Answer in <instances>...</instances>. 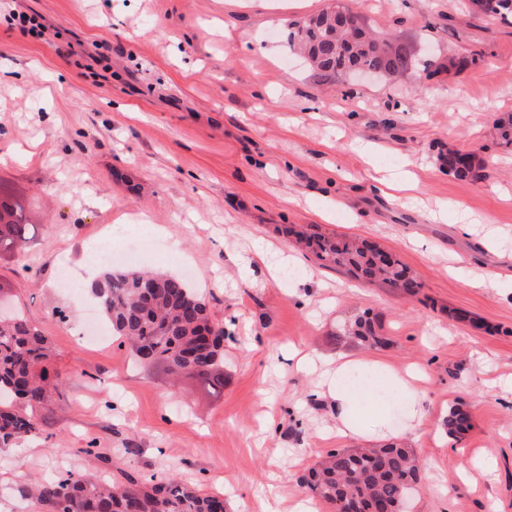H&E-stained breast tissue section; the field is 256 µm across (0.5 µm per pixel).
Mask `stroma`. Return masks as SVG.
Listing matches in <instances>:
<instances>
[{
  "instance_id": "stroma-1",
  "label": "stroma",
  "mask_w": 512,
  "mask_h": 512,
  "mask_svg": "<svg viewBox=\"0 0 512 512\" xmlns=\"http://www.w3.org/2000/svg\"><path fill=\"white\" fill-rule=\"evenodd\" d=\"M405 43L417 60L370 83L314 80L285 44L289 22L333 7ZM0 12V183L24 197L33 239L0 248V302L43 336L62 382L41 433L0 450V512H41L31 479L68 470L147 484L175 475L226 512H334L298 478L329 451L396 439L425 461L404 512H512V19L470 0H6ZM370 149L356 151V144ZM462 150L486 179L448 173ZM414 188L371 191L375 171ZM471 227L462 232L458 215ZM362 238L421 288L402 296L301 251L294 234ZM121 268L186 276L223 327L224 390L173 384L122 338L89 343L96 248ZM283 266L272 277L275 266ZM311 280L295 295L290 279ZM493 277L490 288L470 282ZM371 310L381 350L339 341ZM423 374L425 416L371 383L391 422L336 433L319 371L291 349ZM463 405L471 427H444Z\"/></svg>"
}]
</instances>
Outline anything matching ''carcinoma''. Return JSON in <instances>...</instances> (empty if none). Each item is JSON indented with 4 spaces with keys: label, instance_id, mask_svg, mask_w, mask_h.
<instances>
[{
    "label": "carcinoma",
    "instance_id": "cac0c4a2",
    "mask_svg": "<svg viewBox=\"0 0 512 512\" xmlns=\"http://www.w3.org/2000/svg\"><path fill=\"white\" fill-rule=\"evenodd\" d=\"M471 2L485 16L512 18V0ZM287 41L307 59L319 82L361 68L390 75L412 64L393 38L360 25L346 28L335 9L290 23ZM446 163L448 171L462 178L478 182L488 176L489 163L471 153L450 150ZM30 226L21 200L0 185V248L25 251L32 239ZM300 242L326 265L345 268L358 279L380 280L411 295L420 288L396 255L367 242L321 234L303 235ZM147 277L165 278L168 287L147 295L141 288ZM92 292L112 333L130 342L139 362L165 365L214 393L224 389V376L214 370L224 358V329L212 320L205 299L184 281L108 264ZM345 335L368 348L386 344L368 313L347 325ZM48 363L47 340L35 327L18 315L0 317V448L37 432L35 411L60 384V375L50 373ZM445 426L450 434H463L470 428V416L453 407ZM421 473L411 450L389 442L377 448L335 449L300 476L299 483L335 508L353 499L365 509L392 505L395 512H402ZM31 493L42 512H224V497L203 493L172 475L145 485L129 475L123 482L110 483L68 473L35 482Z\"/></svg>",
    "mask_w": 512,
    "mask_h": 512
}]
</instances>
